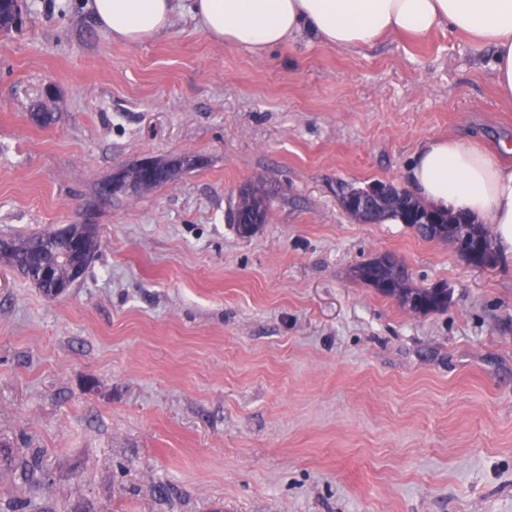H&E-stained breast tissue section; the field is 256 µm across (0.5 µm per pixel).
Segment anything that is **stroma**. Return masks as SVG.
<instances>
[{
	"label": "stroma",
	"mask_w": 512,
	"mask_h": 512,
	"mask_svg": "<svg viewBox=\"0 0 512 512\" xmlns=\"http://www.w3.org/2000/svg\"><path fill=\"white\" fill-rule=\"evenodd\" d=\"M491 60L446 28L260 57L182 16L125 45L85 0H24L0 37V239L92 224L100 248L54 299L0 262V512H512V261L337 196L406 187L433 138L512 143ZM185 153L152 192L95 195ZM258 182L278 195L244 237L227 214ZM382 253L447 283V312L354 278Z\"/></svg>",
	"instance_id": "obj_1"
}]
</instances>
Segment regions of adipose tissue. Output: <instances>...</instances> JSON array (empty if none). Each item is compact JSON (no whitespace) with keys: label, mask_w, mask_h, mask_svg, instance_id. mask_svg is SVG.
<instances>
[{"label":"adipose tissue","mask_w":512,"mask_h":512,"mask_svg":"<svg viewBox=\"0 0 512 512\" xmlns=\"http://www.w3.org/2000/svg\"><path fill=\"white\" fill-rule=\"evenodd\" d=\"M88 8L116 41L161 35L180 15L213 39L258 55L308 33L348 50L445 27L491 47L495 85L512 101V0H89ZM497 154L494 147L431 139L415 154L407 181L433 209L489 219L498 256L512 258V167Z\"/></svg>","instance_id":"1"}]
</instances>
